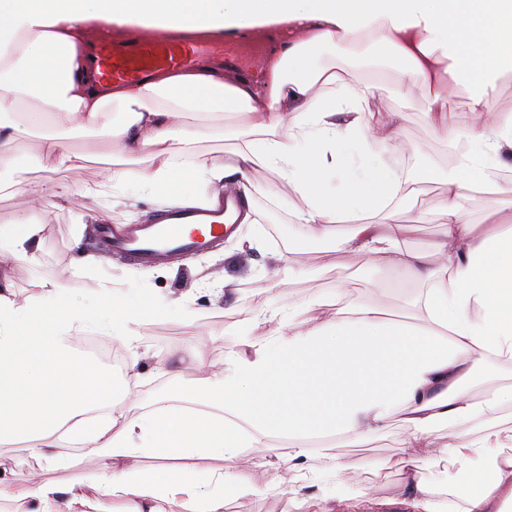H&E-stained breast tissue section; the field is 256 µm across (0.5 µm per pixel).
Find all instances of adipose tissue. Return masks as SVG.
Masks as SVG:
<instances>
[{"label":"adipose tissue","mask_w":512,"mask_h":512,"mask_svg":"<svg viewBox=\"0 0 512 512\" xmlns=\"http://www.w3.org/2000/svg\"><path fill=\"white\" fill-rule=\"evenodd\" d=\"M106 23L164 28L182 41L274 27L276 47L252 77L231 79L219 67L166 69L148 83H103L83 49ZM372 62H396L404 94L419 93L434 133L458 157L435 214L418 205L420 190L392 165L403 113L374 111L367 85L326 108L319 88L341 77L310 63L311 49L354 51L360 40ZM512 74V0H0V177L40 193L17 141L46 128L42 164L80 167L60 126L101 129L120 145L112 184L132 182L158 195L161 208L209 203L232 188L242 207L234 224H260L253 204L262 189L256 168L281 171L296 199L292 223L312 236L333 235L337 249L366 254L379 270L414 284L415 318L387 316L380 306L345 304L343 287L317 291L289 314H256L222 369L187 393L191 410L117 411L110 369L73 345L101 330L132 344L134 325L156 315L149 302L75 300L63 281L43 284L18 301L0 268V442L26 440L47 465L61 442L74 441L86 468L82 484L49 481L13 487L0 499L30 501L35 512H106L105 500L129 512H224L221 486L238 496L264 493L239 467L247 448L266 449L297 475L313 454L334 458L336 445L356 446L398 422L410 454L402 462L412 512H445L429 474H461L457 512H512V427L473 432L476 421L512 405V385L475 402L472 386L489 366L512 364V182L491 184L512 158V111L495 108L499 80ZM460 88L473 123H448L449 87ZM29 126L7 117L30 102ZM201 112L246 116L253 136L231 159L188 157L179 144L197 138L187 123ZM339 166L342 185L327 175ZM485 200L484 222L469 207ZM413 218L390 223L394 201ZM435 220L440 236L423 250L405 248L413 225ZM45 226H0V256L36 263ZM334 236V235H333ZM262 337H253L255 328ZM223 456V471L202 474L141 470L135 458Z\"/></svg>","instance_id":"1"}]
</instances>
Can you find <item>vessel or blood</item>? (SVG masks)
<instances>
[{
	"mask_svg": "<svg viewBox=\"0 0 512 512\" xmlns=\"http://www.w3.org/2000/svg\"><path fill=\"white\" fill-rule=\"evenodd\" d=\"M206 52L203 44L186 50L168 32L159 30L146 40L132 37L122 42L101 41L94 64L107 78L137 84L163 68L188 65ZM234 230V225L225 223L223 211L176 208L167 212L160 224L96 225L95 242L136 262L160 265L176 258L189 259L203 249L201 234L221 237Z\"/></svg>",
	"mask_w": 512,
	"mask_h": 512,
	"instance_id": "1",
	"label": "vessel or blood"
}]
</instances>
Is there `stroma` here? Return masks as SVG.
Masks as SVG:
<instances>
[{
	"instance_id": "1",
	"label": "stroma",
	"mask_w": 512,
	"mask_h": 512,
	"mask_svg": "<svg viewBox=\"0 0 512 512\" xmlns=\"http://www.w3.org/2000/svg\"><path fill=\"white\" fill-rule=\"evenodd\" d=\"M208 61L221 62L225 51L240 48L243 58L239 72L251 73L267 47L261 35L228 36L208 43ZM315 66H332L343 77V90L367 84L377 88L374 107L383 113L405 115L396 161L403 176L413 178L427 168L435 169L433 182L421 190V203L434 212L443 198L444 181L453 167L448 149L435 137L424 115L421 96H401L400 72L396 63L372 68L358 56L332 47H320L311 54ZM223 137H210L195 143L194 149L218 161L230 157L242 139L251 135L245 118L223 121ZM67 137L78 151L89 154L82 167L56 173V180L80 188L83 184L102 182L108 165L102 156L108 144L104 131L71 130ZM157 196L129 186L125 193L99 197H74L73 201L44 202L32 205L24 194L0 196V226L32 215L46 226L37 247V264L12 258L1 262L8 271L17 299L38 292L41 284L65 277L76 299L87 301L111 294L141 298L163 307L180 302L187 313L179 319L164 316L144 319L136 328L133 345L114 343L111 337L91 331L87 341H95L118 353L122 359L119 374H132L137 381L116 406L129 417L156 411L180 402L182 389L206 376L214 363L236 350L242 335L243 318L268 308L282 312L296 310L314 290L331 292L344 285L349 303L377 302L387 313L410 318L405 294L384 291L380 282L386 274L375 270L361 253L337 251L332 238H316L300 225L290 223L285 210H277V229L262 224L240 225L236 237L224 239L216 248L195 255L187 261L174 260L156 266L137 264L117 254L93 247L85 233L86 225L76 223L79 213H93L110 224H128L135 213L158 205ZM303 264L304 274L281 281L271 280L281 255ZM402 430L392 425L383 434L358 447H340L336 453L343 467L333 471L329 459L319 456L311 461L312 472L303 483H289L282 470L269 462L264 449L248 448L244 455L252 477L270 486L267 494L239 498L225 493L224 512H305L302 495L342 483L347 500L335 512H403L397 498L404 484L403 469L382 468V461L402 459ZM85 471L79 467H48L30 453L26 444H0V479L16 486L33 479L63 485L80 483Z\"/></svg>"
}]
</instances>
